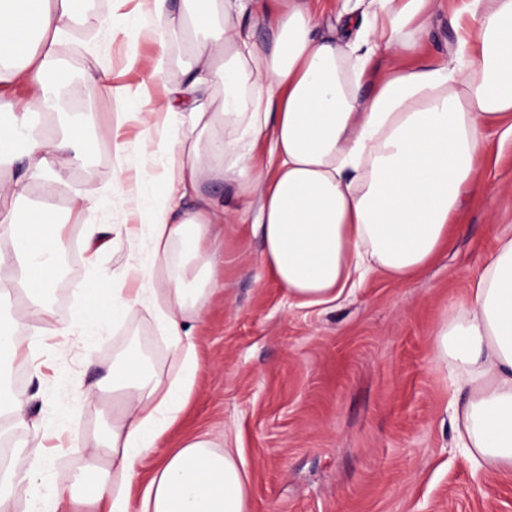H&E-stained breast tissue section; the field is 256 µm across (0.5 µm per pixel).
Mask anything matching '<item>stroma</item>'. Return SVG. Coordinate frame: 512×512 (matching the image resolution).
I'll use <instances>...</instances> for the list:
<instances>
[{"label":"stroma","mask_w":512,"mask_h":512,"mask_svg":"<svg viewBox=\"0 0 512 512\" xmlns=\"http://www.w3.org/2000/svg\"><path fill=\"white\" fill-rule=\"evenodd\" d=\"M471 7L472 0H438L411 65L463 60ZM125 54L108 13L97 11L60 52L75 81L106 69L118 82L138 84L146 74L127 70ZM77 102L78 111L93 115L84 131L97 146L53 197L62 216L76 192L119 179L131 189L152 169L137 120L120 130L118 160L99 137L116 117L114 101L81 95ZM488 146L482 186L462 200L449 247L405 283L376 273L336 303L300 306L263 269L255 225H219V290L192 332L193 395L160 447L141 460L134 493L146 487L161 455L207 435L238 449L250 478L249 512H512V472L473 468L455 446L454 379L432 340L447 317L469 307L497 238L512 233V139L494 130ZM62 234L66 252L46 301L56 320L67 322L88 266L80 224L68 220ZM34 347V360L23 366L25 420L0 430L7 465L18 472L30 465L28 449L52 434L53 467L69 478L100 456L90 440L110 424L112 396L99 384L120 354L142 352L164 384L179 369L145 311L91 339L49 336ZM77 388L94 399L74 411Z\"/></svg>","instance_id":"stroma-1"}]
</instances>
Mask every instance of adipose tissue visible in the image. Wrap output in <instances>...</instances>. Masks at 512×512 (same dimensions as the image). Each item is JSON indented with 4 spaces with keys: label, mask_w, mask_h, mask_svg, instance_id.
Returning a JSON list of instances; mask_svg holds the SVG:
<instances>
[{
    "label": "adipose tissue",
    "mask_w": 512,
    "mask_h": 512,
    "mask_svg": "<svg viewBox=\"0 0 512 512\" xmlns=\"http://www.w3.org/2000/svg\"><path fill=\"white\" fill-rule=\"evenodd\" d=\"M145 0L143 14L113 26L137 86L113 84L108 71L88 76L86 94L110 96L143 127V151L156 171L136 195L140 221L113 228L85 215L123 193L79 192L83 245L96 256L108 233L125 237L132 261L122 272L96 273L71 321H54L41 304L64 247L59 218L45 204L17 213L26 183L53 196L93 148L79 126L51 124L73 90L57 47L88 18V0H0V238L10 245L0 265L24 295V312L0 305V364L24 360L20 328L34 336H97L108 321L130 322L148 311L161 324L180 369L168 385L148 371L140 352L112 369L119 408L97 447L106 466L88 464L78 482L31 449L24 478L32 512H248L249 477L234 449L206 437L165 454L140 500L131 487L141 457L158 448L187 404L197 369L192 326L216 292L220 224H258L262 261L302 305H327L369 274L406 281L449 242L464 191L477 190L487 156V130L512 136V0H473L466 62L410 66L406 60L437 0H367L348 15L354 37L322 36L310 0ZM268 26L257 42L244 16ZM194 28L185 85L153 104V79L169 66L168 46ZM152 40V57L139 54ZM387 62L375 69L379 50ZM38 82L28 99L15 87ZM221 87L209 105L195 91ZM370 94H363L364 86ZM270 141L267 171L256 151ZM230 185L229 208L209 183ZM439 360L456 378L455 434L477 467L512 471V234L500 238L472 288L470 309L435 331Z\"/></svg>",
    "instance_id": "obj_1"
}]
</instances>
